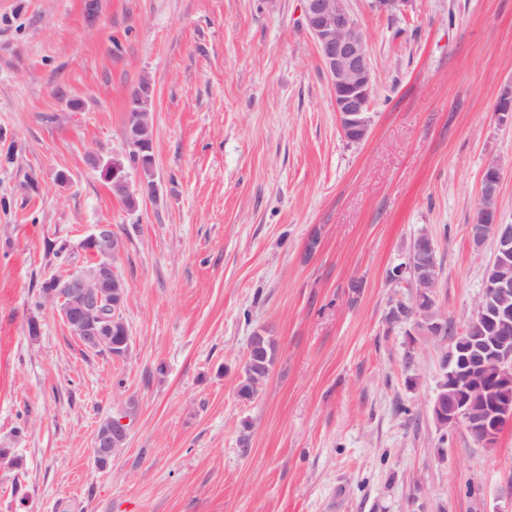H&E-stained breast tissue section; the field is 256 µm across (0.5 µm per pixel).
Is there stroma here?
<instances>
[{
  "mask_svg": "<svg viewBox=\"0 0 512 512\" xmlns=\"http://www.w3.org/2000/svg\"><path fill=\"white\" fill-rule=\"evenodd\" d=\"M350 7L373 65L360 142L301 0H0V448L23 460L0 464V512H512V427L488 449L437 425L449 343L394 319L415 290L389 278L429 236L439 311L467 325L488 165L512 224V0ZM144 80L158 196L132 211L88 156L127 155ZM98 224L125 242L122 359L32 306ZM258 333L276 359L245 400ZM125 414L98 469L93 435Z\"/></svg>",
  "mask_w": 512,
  "mask_h": 512,
  "instance_id": "stroma-1",
  "label": "stroma"
}]
</instances>
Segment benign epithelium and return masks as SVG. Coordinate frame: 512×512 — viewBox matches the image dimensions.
Here are the masks:
<instances>
[{
    "label": "benign epithelium",
    "mask_w": 512,
    "mask_h": 512,
    "mask_svg": "<svg viewBox=\"0 0 512 512\" xmlns=\"http://www.w3.org/2000/svg\"><path fill=\"white\" fill-rule=\"evenodd\" d=\"M305 24L312 35L332 89V105L345 137L364 140L370 130L372 69L366 38L355 19L349 0H303ZM153 127L151 108L132 115L126 140L132 145L143 141L145 130ZM89 163L112 182L113 190L132 202L156 197L153 180L155 156L134 163L140 178L131 181L120 159L103 164L92 154ZM469 237L475 247L487 239L496 242L488 262L481 293L466 328L451 338L443 358L442 378L432 403L436 423L446 429L462 427L484 448L496 447L502 431L512 426V224H471ZM112 241V250L95 246ZM93 246L91 266L47 280L45 295L56 305L75 339L87 351L112 344V331L119 323L125 300V284L114 266L123 248V238L110 224H97L82 241ZM412 272L416 289L409 312L417 326L433 336L445 335L444 319L436 310L438 281L433 241L420 236L413 242L408 263L396 268L402 279ZM128 424L114 418L96 430L94 458L99 465L110 462L109 450L126 440Z\"/></svg>",
    "instance_id": "7a95c632"
}]
</instances>
